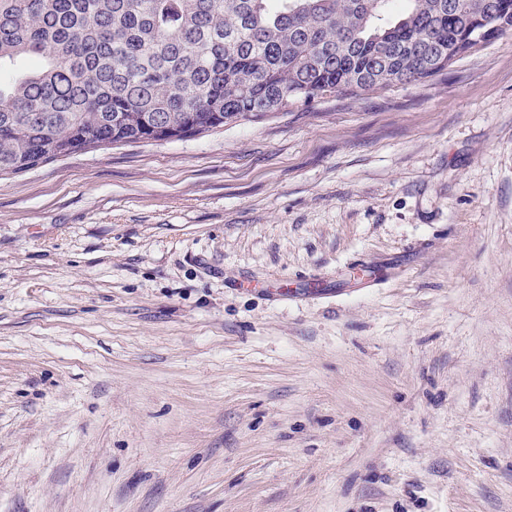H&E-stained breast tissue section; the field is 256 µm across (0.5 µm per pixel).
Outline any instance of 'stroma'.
I'll return each mask as SVG.
<instances>
[{"label":"stroma","instance_id":"obj_1","mask_svg":"<svg viewBox=\"0 0 512 512\" xmlns=\"http://www.w3.org/2000/svg\"><path fill=\"white\" fill-rule=\"evenodd\" d=\"M0 512H512V32L1 176Z\"/></svg>","mask_w":512,"mask_h":512}]
</instances>
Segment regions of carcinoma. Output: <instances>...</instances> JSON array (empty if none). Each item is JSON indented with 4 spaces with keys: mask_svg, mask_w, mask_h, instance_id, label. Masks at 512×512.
Segmentation results:
<instances>
[{
    "mask_svg": "<svg viewBox=\"0 0 512 512\" xmlns=\"http://www.w3.org/2000/svg\"><path fill=\"white\" fill-rule=\"evenodd\" d=\"M0 0V175L433 78L512 0ZM496 4L497 15L490 14Z\"/></svg>",
    "mask_w": 512,
    "mask_h": 512,
    "instance_id": "cac0c4a2",
    "label": "carcinoma"
}]
</instances>
